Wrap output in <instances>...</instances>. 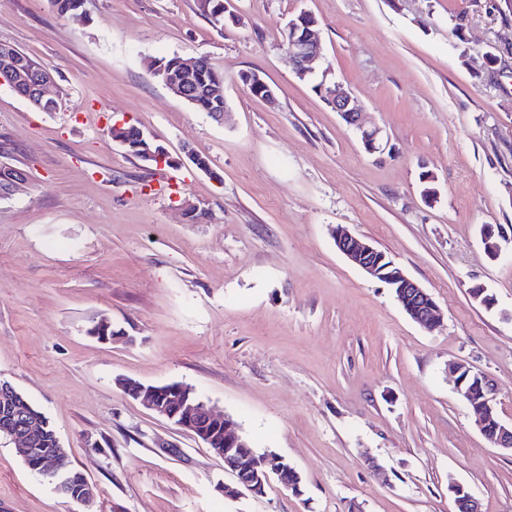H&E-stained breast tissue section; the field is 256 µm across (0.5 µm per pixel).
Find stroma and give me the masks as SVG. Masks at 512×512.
Instances as JSON below:
<instances>
[{
  "instance_id": "35a3bbf8",
  "label": "stroma",
  "mask_w": 512,
  "mask_h": 512,
  "mask_svg": "<svg viewBox=\"0 0 512 512\" xmlns=\"http://www.w3.org/2000/svg\"><path fill=\"white\" fill-rule=\"evenodd\" d=\"M503 0H0V43L51 66L63 96L34 109L0 85V162L26 171L0 198V381L53 425L97 488L95 512H512V454L476 429L449 361L499 384L512 424V11ZM311 12L323 53L386 147L367 153L293 72L288 20ZM495 52L496 70L483 68ZM203 56L224 73V121L150 68ZM254 72L276 105L239 79ZM140 128L171 166L110 135ZM209 158L197 169L189 153ZM174 171L177 193L160 190ZM437 189L421 195L423 174ZM206 214L192 222L180 202ZM347 226L427 289L429 332L337 250ZM501 234L489 258L480 228ZM485 288V307L469 290ZM104 319L117 332L88 335ZM121 379L182 382L257 451L303 478L226 499L231 476L198 438ZM178 447L166 453L164 444ZM0 512H84L0 437Z\"/></svg>"
}]
</instances>
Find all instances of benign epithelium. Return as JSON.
Wrapping results in <instances>:
<instances>
[{
    "label": "benign epithelium",
    "mask_w": 512,
    "mask_h": 512,
    "mask_svg": "<svg viewBox=\"0 0 512 512\" xmlns=\"http://www.w3.org/2000/svg\"><path fill=\"white\" fill-rule=\"evenodd\" d=\"M317 26L315 17L306 11L289 19L285 28V44L293 70L302 79L318 77V93L324 103L358 132L367 152H377L382 148V130L377 126L367 127L362 123L361 111L355 104L353 92L336 79L332 68L325 63L320 53ZM197 64L198 59L190 57L180 60V65L175 71L158 66L155 73L164 74L163 81L167 88L176 97L191 103L193 98L186 75L193 72ZM25 77L26 69L17 61L14 52L8 47L0 49V85L6 83L13 88ZM242 83L250 92L259 90L265 93L268 102L276 101L273 88L259 75L246 74L242 77ZM53 84V69L45 64L37 75L34 93L25 95V99L36 106L44 102L53 103ZM480 237L486 254L492 259L498 257L501 246L496 240L494 228L490 225L482 226ZM335 245L354 266L372 277L385 281L392 288L398 304L414 322L429 331L440 325L442 313L431 294L407 276L395 263L387 262L384 253L340 225L336 227ZM453 372L455 389L473 413L481 434L495 447L512 453V425L495 421L498 391L495 380L462 361L453 364ZM124 389L129 396L153 414L168 420H178V427L181 430L191 435L200 434L208 444L211 443V435L223 434L221 447L212 449V452L224 460V470L236 478L234 494L237 496L246 491L260 497L265 493L271 479L290 471L283 458L272 455L260 459L255 457L240 440V435L229 420L213 414L202 403L192 400L186 387L182 385L160 389L137 382H126ZM10 439L22 446L25 459L38 456V474L52 481L58 491L67 493L73 482H78V503L86 508L92 507L95 500L93 485L86 477L79 478L68 468L67 458L62 452H57L55 456L38 454V449L32 447V431L27 428L13 432ZM448 491L457 496V506L464 512H479L478 502L465 486L454 480L450 482Z\"/></svg>",
    "instance_id": "7a95c632"
}]
</instances>
